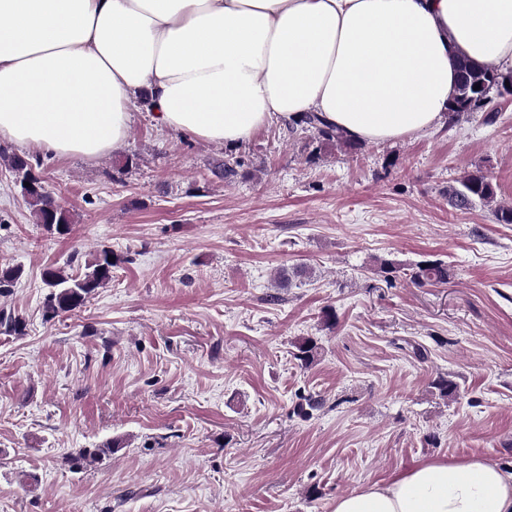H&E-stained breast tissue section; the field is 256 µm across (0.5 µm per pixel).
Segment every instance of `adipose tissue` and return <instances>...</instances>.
Wrapping results in <instances>:
<instances>
[{"instance_id":"adipose-tissue-1","label":"adipose tissue","mask_w":512,"mask_h":512,"mask_svg":"<svg viewBox=\"0 0 512 512\" xmlns=\"http://www.w3.org/2000/svg\"><path fill=\"white\" fill-rule=\"evenodd\" d=\"M460 56L512 69V0H0V139L95 159L142 106L229 147L308 113L395 142L447 120ZM332 512H512V468L430 459Z\"/></svg>"}]
</instances>
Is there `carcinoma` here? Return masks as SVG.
I'll return each instance as SVG.
<instances>
[{"label": "carcinoma", "mask_w": 512, "mask_h": 512, "mask_svg": "<svg viewBox=\"0 0 512 512\" xmlns=\"http://www.w3.org/2000/svg\"><path fill=\"white\" fill-rule=\"evenodd\" d=\"M458 66L456 94L448 107L453 119L482 108L488 103L491 90L501 87L507 81L512 82L511 74L503 73L489 63L478 64L461 59ZM476 85L480 86V89H474ZM299 126L316 133L324 146L353 145V142L341 132L326 126L322 119L314 114L301 120ZM0 159L6 161L14 171L31 168L29 157L16 153L9 154L3 148H0ZM32 181L33 184L25 190L22 197L31 208L36 223L52 235L67 233L72 224L70 212L57 204L39 178L34 177ZM496 197L493 182L478 170L465 173L457 184L448 188V203L452 207L470 210L480 204L492 208L497 223L512 224V205H501L497 203ZM110 255L112 250L109 248L98 250L93 259L85 265V271L79 275L69 274L64 269L54 266L46 268L43 271V281L49 288V293L44 302L45 320H53L83 306L97 289L109 283L112 280V268L115 266V262L108 260ZM21 276V268L0 265V294L9 290ZM410 279L420 286L445 283L448 281V266L441 262H420L412 268ZM0 331L20 334L23 332V323L1 310ZM295 348L293 357L300 366L308 368L317 361L319 347L313 339L305 338L295 344ZM432 388L446 401H454L460 396L459 384L449 377H438L432 382ZM117 447L116 442L109 441L96 448H81L75 454V459L95 461L112 454Z\"/></svg>", "instance_id": "cac0c4a2"}]
</instances>
